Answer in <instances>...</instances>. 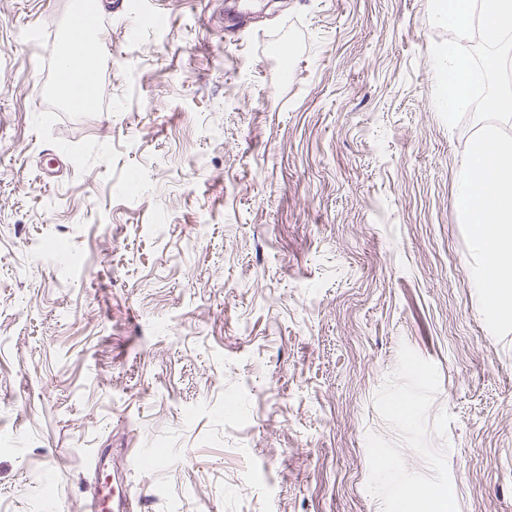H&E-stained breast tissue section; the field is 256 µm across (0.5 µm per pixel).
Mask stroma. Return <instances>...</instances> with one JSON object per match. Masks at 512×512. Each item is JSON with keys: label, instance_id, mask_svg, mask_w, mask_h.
Here are the masks:
<instances>
[{"label": "stroma", "instance_id": "1", "mask_svg": "<svg viewBox=\"0 0 512 512\" xmlns=\"http://www.w3.org/2000/svg\"><path fill=\"white\" fill-rule=\"evenodd\" d=\"M74 2L0 0V512H512L429 0H94L90 112ZM89 31L84 24L77 35L71 37V44L60 59L59 71L62 77V89L70 102L87 110L92 89L91 51L86 41ZM110 448H99L94 456V465L91 473V478L88 481L90 487V494L84 501V510L88 512L101 511V501L98 493L99 481L104 468H108L112 473V486L113 495L111 502V512H125L130 511L134 502L140 501V496H137L133 487L127 483L123 473L118 469L109 468L110 460H108Z\"/></svg>", "mask_w": 512, "mask_h": 512}]
</instances>
